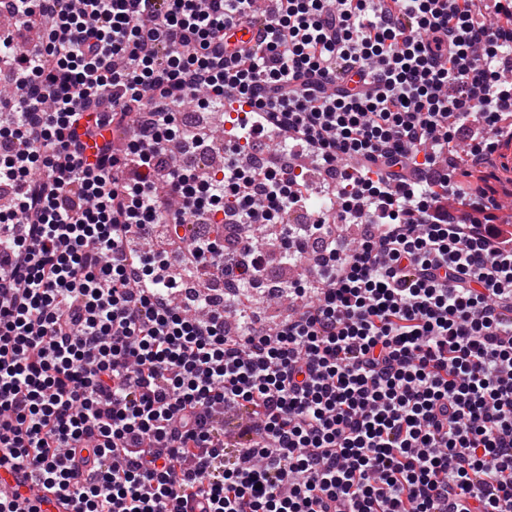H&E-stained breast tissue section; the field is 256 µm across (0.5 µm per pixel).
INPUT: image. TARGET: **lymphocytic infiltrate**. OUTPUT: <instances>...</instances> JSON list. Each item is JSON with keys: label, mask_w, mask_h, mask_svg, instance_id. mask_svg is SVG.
I'll use <instances>...</instances> for the list:
<instances>
[{"label": "lymphocytic infiltrate", "mask_w": 512, "mask_h": 512, "mask_svg": "<svg viewBox=\"0 0 512 512\" xmlns=\"http://www.w3.org/2000/svg\"><path fill=\"white\" fill-rule=\"evenodd\" d=\"M275 2L228 55L256 0H0V467L67 512H512V237L459 180L512 139V0ZM191 99L339 166L330 216L283 224L287 167L167 155L209 140ZM227 207L323 245L275 329L201 292L224 251L178 228Z\"/></svg>", "instance_id": "obj_1"}]
</instances>
